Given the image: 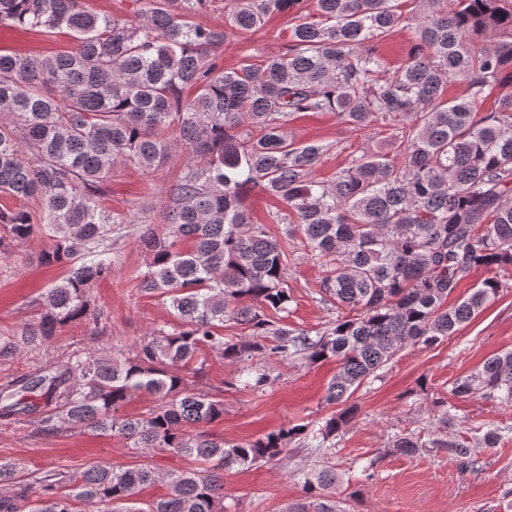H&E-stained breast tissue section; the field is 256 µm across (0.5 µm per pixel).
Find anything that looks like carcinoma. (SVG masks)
Returning <instances> with one entry per match:
<instances>
[{
	"instance_id": "obj_1",
	"label": "carcinoma",
	"mask_w": 512,
	"mask_h": 512,
	"mask_svg": "<svg viewBox=\"0 0 512 512\" xmlns=\"http://www.w3.org/2000/svg\"><path fill=\"white\" fill-rule=\"evenodd\" d=\"M223 3L224 29L196 15ZM138 22L99 16L84 0H0V25L65 33L73 51L46 58L0 56V244L47 241L37 261L68 275L37 299L18 334L0 335V362L50 342L67 323L98 328L97 282L112 277V226L138 224L145 269L135 287L156 294L173 323L135 348H76L48 375L0 387V414L43 433L80 427L117 435L135 450L161 451L201 467L92 465L48 471L38 487L12 484L0 460V512H224V468L281 461L298 437L322 455L356 416L349 398L408 345L439 346L502 288L495 278L454 305L449 295L478 269L512 267V93L484 102L512 78V0H136ZM274 13L290 17L288 43L259 60L222 67L213 49L255 33ZM413 26L407 59L387 69L374 51L402 23ZM451 84L465 94L447 97ZM333 113L379 143L350 155L332 180L316 167L339 143L296 140L293 117ZM188 158L165 184L160 209L120 215L100 203L117 163L156 173L175 145ZM285 204L269 224L252 222L247 191ZM168 224L162 235L155 224ZM272 224H288L287 237ZM321 261V300L354 312L323 332L288 326V251ZM246 330L224 337V324ZM211 357L238 365L232 386L271 384L270 357L333 360L325 401L340 406L320 425L286 424L228 443L203 430L224 401L176 373L199 375ZM137 393L158 404L125 418ZM453 398L512 406V350L456 379ZM455 414L431 401L430 436H395L387 452L445 451L479 464L507 430L475 442L448 440ZM304 497L286 512H338L331 466L300 477ZM166 483L160 498L138 495Z\"/></svg>"
}]
</instances>
